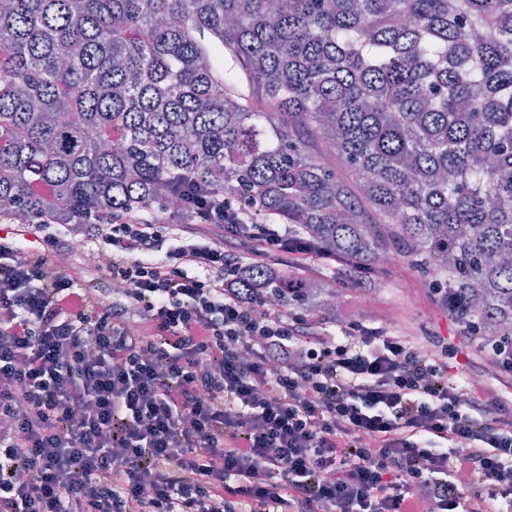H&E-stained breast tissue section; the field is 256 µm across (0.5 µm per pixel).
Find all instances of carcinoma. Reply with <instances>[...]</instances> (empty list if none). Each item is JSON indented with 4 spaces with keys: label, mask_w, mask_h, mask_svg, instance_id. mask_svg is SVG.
<instances>
[{
    "label": "carcinoma",
    "mask_w": 512,
    "mask_h": 512,
    "mask_svg": "<svg viewBox=\"0 0 512 512\" xmlns=\"http://www.w3.org/2000/svg\"><path fill=\"white\" fill-rule=\"evenodd\" d=\"M189 178L511 337L512 0H0V218L146 214Z\"/></svg>",
    "instance_id": "cac0c4a2"
}]
</instances>
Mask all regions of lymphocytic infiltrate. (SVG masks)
I'll use <instances>...</instances> for the list:
<instances>
[{
	"mask_svg": "<svg viewBox=\"0 0 512 512\" xmlns=\"http://www.w3.org/2000/svg\"><path fill=\"white\" fill-rule=\"evenodd\" d=\"M84 230L112 286L0 243V512H512V402L440 337L332 334L291 224L188 188ZM287 266V287H243Z\"/></svg>",
	"mask_w": 512,
	"mask_h": 512,
	"instance_id": "lymphocytic-infiltrate-1",
	"label": "lymphocytic infiltrate"
}]
</instances>
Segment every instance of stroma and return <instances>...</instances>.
<instances>
[{
	"mask_svg": "<svg viewBox=\"0 0 512 512\" xmlns=\"http://www.w3.org/2000/svg\"><path fill=\"white\" fill-rule=\"evenodd\" d=\"M80 245L70 251L64 262L68 272L78 282L96 281L99 287H109L102 273L108 259L99 255L95 245L82 230H74ZM432 274L424 273L408 262L388 267L380 285L370 287H338L340 303L336 315L347 323L353 314H361L381 323L395 322L397 328L413 336H442L449 347L458 351L465 365L457 374L479 380L503 397H512V374L499 370L488 354L461 344L447 310L436 302L430 289Z\"/></svg>",
	"mask_w": 512,
	"mask_h": 512,
	"instance_id": "obj_1",
	"label": "stroma"
}]
</instances>
